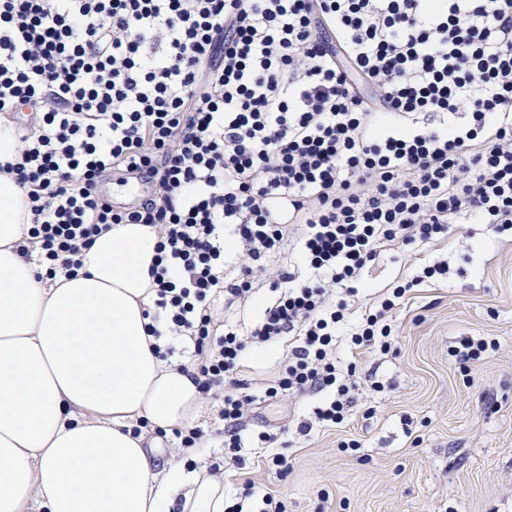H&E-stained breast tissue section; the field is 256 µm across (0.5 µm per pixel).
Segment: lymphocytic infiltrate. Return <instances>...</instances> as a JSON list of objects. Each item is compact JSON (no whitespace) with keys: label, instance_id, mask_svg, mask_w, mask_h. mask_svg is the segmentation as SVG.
<instances>
[{"label":"lymphocytic infiltrate","instance_id":"obj_1","mask_svg":"<svg viewBox=\"0 0 512 512\" xmlns=\"http://www.w3.org/2000/svg\"><path fill=\"white\" fill-rule=\"evenodd\" d=\"M0 117L19 135L0 173L31 202L22 251L47 278L112 225L158 226L155 308L193 340L202 392L223 386L238 463L247 350L291 340L266 397L325 393L301 432L342 424L338 332L358 315L351 347L390 351L413 288L356 313L364 268L464 218L512 232V0H0ZM112 172L156 191L115 205ZM288 241L313 279L278 265ZM265 286L247 333L219 331L218 307Z\"/></svg>","mask_w":512,"mask_h":512}]
</instances>
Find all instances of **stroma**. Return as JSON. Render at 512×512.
I'll return each mask as SVG.
<instances>
[{"label":"stroma","instance_id":"obj_1","mask_svg":"<svg viewBox=\"0 0 512 512\" xmlns=\"http://www.w3.org/2000/svg\"><path fill=\"white\" fill-rule=\"evenodd\" d=\"M440 263L447 274L415 286L397 307L389 353L337 343L340 369L357 367L348 421L305 435L299 427L314 421L320 394L262 398L286 355L285 346L270 348L251 354L244 374L258 400L239 425L243 465L226 462L224 423L208 396L198 423L212 435L184 466L227 470L231 499L253 483L247 512H261L265 493L287 512H512V238L462 224L442 241L383 251L364 270L356 304L371 305ZM465 336L497 348L463 368L452 351ZM280 426L283 477L264 465L265 451L252 441ZM351 440L357 450L346 449Z\"/></svg>","mask_w":512,"mask_h":512}]
</instances>
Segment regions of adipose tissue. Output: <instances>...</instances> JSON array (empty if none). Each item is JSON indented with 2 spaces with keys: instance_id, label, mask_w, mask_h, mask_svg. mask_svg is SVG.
<instances>
[{
  "instance_id": "1",
  "label": "adipose tissue",
  "mask_w": 512,
  "mask_h": 512,
  "mask_svg": "<svg viewBox=\"0 0 512 512\" xmlns=\"http://www.w3.org/2000/svg\"><path fill=\"white\" fill-rule=\"evenodd\" d=\"M27 191L0 173V512H224V480L168 462L139 421L194 425L186 361L151 349L158 229L115 224L73 278H39L17 245Z\"/></svg>"
}]
</instances>
